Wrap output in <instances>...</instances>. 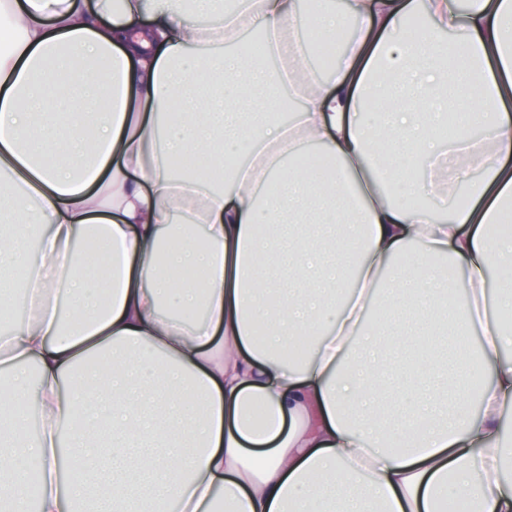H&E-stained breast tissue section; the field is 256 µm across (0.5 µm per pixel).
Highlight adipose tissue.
Masks as SVG:
<instances>
[{"mask_svg": "<svg viewBox=\"0 0 512 512\" xmlns=\"http://www.w3.org/2000/svg\"><path fill=\"white\" fill-rule=\"evenodd\" d=\"M0 1L19 33L0 51V306L28 297L0 336V512H27L32 478L37 512H512V359L485 307L512 258L492 231L512 209V0ZM304 28L347 32L333 79L303 67ZM452 108L481 138L444 137ZM310 142L331 168L294 167ZM225 151L246 160L222 189L173 179L170 160ZM450 180L467 198L442 199ZM458 287L488 381L472 393L456 362L445 398L411 322Z\"/></svg>", "mask_w": 512, "mask_h": 512, "instance_id": "1", "label": "adipose tissue"}]
</instances>
